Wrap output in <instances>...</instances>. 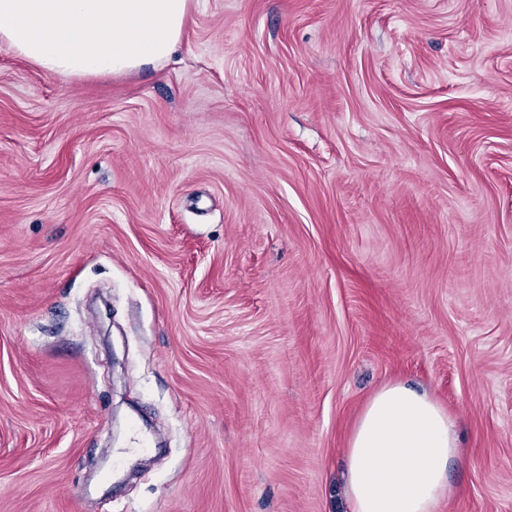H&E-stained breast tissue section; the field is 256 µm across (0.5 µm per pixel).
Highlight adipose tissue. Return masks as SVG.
Instances as JSON below:
<instances>
[{
	"mask_svg": "<svg viewBox=\"0 0 512 512\" xmlns=\"http://www.w3.org/2000/svg\"><path fill=\"white\" fill-rule=\"evenodd\" d=\"M192 0H0V45L40 69L107 77L164 64ZM458 448L455 419L428 391L392 383L348 440L347 512H438Z\"/></svg>",
	"mask_w": 512,
	"mask_h": 512,
	"instance_id": "adipose-tissue-1",
	"label": "adipose tissue"
}]
</instances>
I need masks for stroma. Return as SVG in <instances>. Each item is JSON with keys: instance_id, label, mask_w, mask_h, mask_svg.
<instances>
[{"instance_id": "35a3bbf8", "label": "stroma", "mask_w": 512, "mask_h": 512, "mask_svg": "<svg viewBox=\"0 0 512 512\" xmlns=\"http://www.w3.org/2000/svg\"><path fill=\"white\" fill-rule=\"evenodd\" d=\"M512 512V0H194L161 67L0 45V512H346L389 382Z\"/></svg>"}]
</instances>
